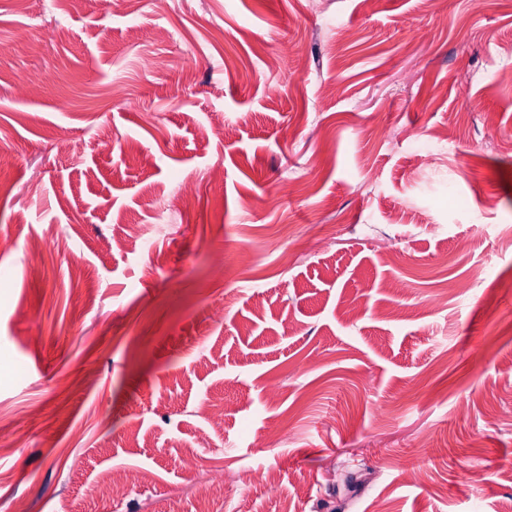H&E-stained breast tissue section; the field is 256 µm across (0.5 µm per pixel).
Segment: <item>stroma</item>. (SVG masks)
<instances>
[{
  "label": "stroma",
  "mask_w": 512,
  "mask_h": 512,
  "mask_svg": "<svg viewBox=\"0 0 512 512\" xmlns=\"http://www.w3.org/2000/svg\"><path fill=\"white\" fill-rule=\"evenodd\" d=\"M509 70L504 0H0V512H512ZM139 482L143 486L149 483L147 475L132 477L124 471L112 469L104 473L95 485V492L102 497L112 498V502L119 504L121 499L131 490V483Z\"/></svg>",
  "instance_id": "1"
}]
</instances>
